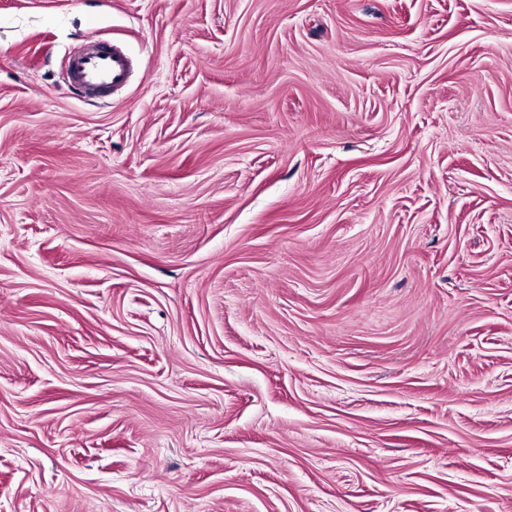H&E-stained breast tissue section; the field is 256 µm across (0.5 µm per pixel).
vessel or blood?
<instances>
[{
    "label": "vessel or blood",
    "instance_id": "1",
    "mask_svg": "<svg viewBox=\"0 0 512 512\" xmlns=\"http://www.w3.org/2000/svg\"><path fill=\"white\" fill-rule=\"evenodd\" d=\"M129 57L112 44L92 43L89 50L71 52L68 71L72 88L80 97H103L125 84Z\"/></svg>",
    "mask_w": 512,
    "mask_h": 512
}]
</instances>
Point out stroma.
Returning a JSON list of instances; mask_svg holds the SVG:
<instances>
[{
    "label": "stroma",
    "mask_w": 512,
    "mask_h": 512,
    "mask_svg": "<svg viewBox=\"0 0 512 512\" xmlns=\"http://www.w3.org/2000/svg\"><path fill=\"white\" fill-rule=\"evenodd\" d=\"M0 512H512V0H0ZM88 51H73L68 58L72 88L82 98L104 97L112 88L126 83L130 69L129 57L112 44L90 39Z\"/></svg>",
    "instance_id": "1"
}]
</instances>
